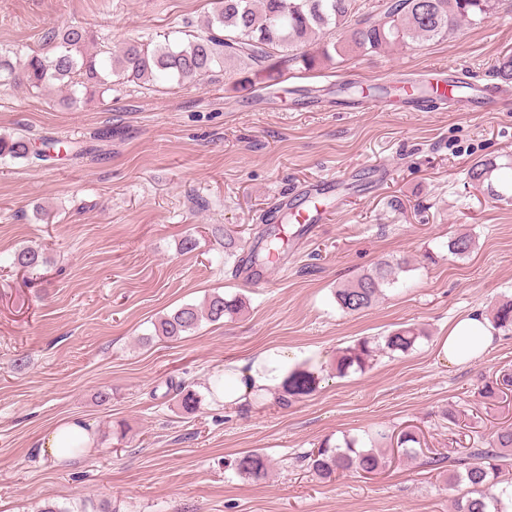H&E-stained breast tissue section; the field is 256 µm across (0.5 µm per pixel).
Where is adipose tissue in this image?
Wrapping results in <instances>:
<instances>
[{"label": "adipose tissue", "mask_w": 512, "mask_h": 512, "mask_svg": "<svg viewBox=\"0 0 512 512\" xmlns=\"http://www.w3.org/2000/svg\"><path fill=\"white\" fill-rule=\"evenodd\" d=\"M499 339V331L477 308L449 325L447 336L437 343L436 357L447 367L464 366L492 350ZM309 358V353L296 349H270L252 361L234 363V376L225 380L221 399L225 405L236 407L255 398L274 396L287 370ZM93 444L90 429L81 422L68 421L47 432L41 441L40 452L57 460H68L73 456V448H89Z\"/></svg>", "instance_id": "obj_1"}]
</instances>
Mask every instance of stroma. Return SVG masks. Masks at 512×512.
Returning <instances> with one entry per match:
<instances>
[{"label": "stroma", "mask_w": 512, "mask_h": 512, "mask_svg": "<svg viewBox=\"0 0 512 512\" xmlns=\"http://www.w3.org/2000/svg\"><path fill=\"white\" fill-rule=\"evenodd\" d=\"M212 11L213 0H0V54L22 64L57 25L92 31L101 50L175 42L202 34ZM509 54L503 7L446 37L345 53L311 72L284 62L280 83L239 64L200 84L119 80L69 108L59 89L0 84V136L87 149L0 159V512L46 499L70 512L105 502L117 512H454L468 486L449 483V469L512 425V396L478 394L512 370V335L458 368L435 356L449 321L512 299V204L467 176L475 160L512 161V81L493 73ZM448 68L472 84L468 106L412 111L400 72ZM344 83L363 95L336 94ZM487 84L500 90L493 112L482 109ZM378 85L391 89L385 111H358ZM315 178L336 181L335 221L307 238L290 224L265 284L235 278L225 227L250 248L277 197ZM461 233L474 240L464 259L448 251ZM26 247L41 248L44 265L15 264ZM382 258L409 268L366 312L341 311L336 285ZM216 292L242 296V314L155 336L159 316ZM405 325L426 332L412 351L337 375L338 351ZM272 347L315 351L311 392L234 408L211 395L213 376ZM179 383L199 395L194 413L180 408ZM451 408L458 423L444 416ZM66 418L90 424L92 448L69 461L41 455L43 433ZM409 426L419 455L378 475L321 481L299 461L325 441ZM250 450L270 459L264 478L235 470Z\"/></svg>", "instance_id": "1"}]
</instances>
